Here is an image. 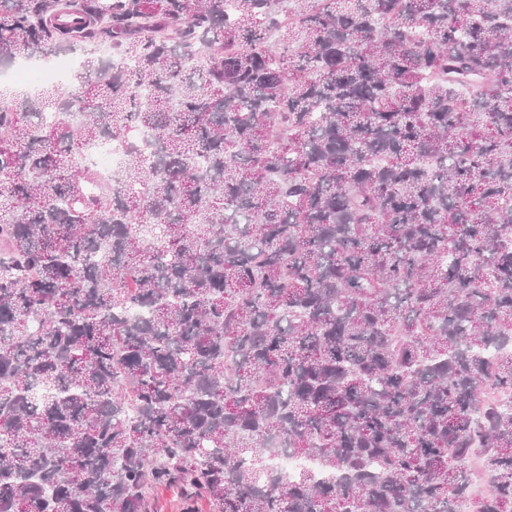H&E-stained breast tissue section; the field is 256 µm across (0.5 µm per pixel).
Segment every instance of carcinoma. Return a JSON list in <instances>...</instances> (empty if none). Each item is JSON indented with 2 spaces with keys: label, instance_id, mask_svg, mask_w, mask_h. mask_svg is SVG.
Returning <instances> with one entry per match:
<instances>
[{
  "label": "carcinoma",
  "instance_id": "cac0c4a2",
  "mask_svg": "<svg viewBox=\"0 0 512 512\" xmlns=\"http://www.w3.org/2000/svg\"><path fill=\"white\" fill-rule=\"evenodd\" d=\"M68 51L0 93V512H512V0H0ZM88 156L100 178L106 182L112 179V175L123 166L122 152L109 143L97 144L90 150ZM151 512H184L186 498L182 490L175 485L160 487L151 496Z\"/></svg>",
  "mask_w": 512,
  "mask_h": 512
}]
</instances>
